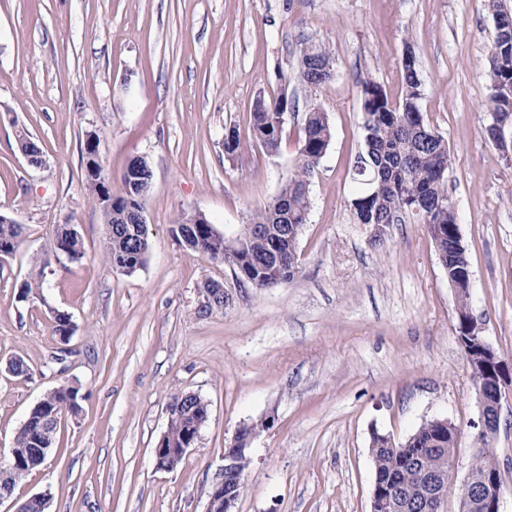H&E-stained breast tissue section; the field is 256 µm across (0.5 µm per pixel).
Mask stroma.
<instances>
[{
    "mask_svg": "<svg viewBox=\"0 0 512 512\" xmlns=\"http://www.w3.org/2000/svg\"><path fill=\"white\" fill-rule=\"evenodd\" d=\"M484 0H0V214L23 227L0 256V463L45 392L79 388L44 464L0 512L36 494L47 512H205L224 448L244 423L272 417L251 444L237 512H370L373 433L401 442L445 418L460 432L456 485L478 448L479 406L458 342L457 302L423 224H393L383 245L356 223L350 175L363 148L362 83L400 101L405 49L418 102L448 144V195L471 266L469 305L512 364V159L489 143ZM331 54L333 78L299 79L302 40ZM295 110L268 153L250 122L258 98ZM331 142L310 179V211L291 283L257 290L221 261L185 250L171 229L199 211L234 235L293 175L310 107ZM235 130L240 147L224 151ZM27 134L42 151L29 164ZM113 188L146 157L150 249L126 273L103 257L107 226L85 184L87 134ZM84 257L34 258L59 225ZM42 280L23 300L24 282ZM213 279L231 305L206 310ZM74 325L67 353L52 313ZM23 358L30 373L8 364ZM200 395L209 415L181 464L155 467L173 397ZM512 512V386L491 439Z\"/></svg>",
    "mask_w": 512,
    "mask_h": 512,
    "instance_id": "obj_1",
    "label": "stroma"
}]
</instances>
